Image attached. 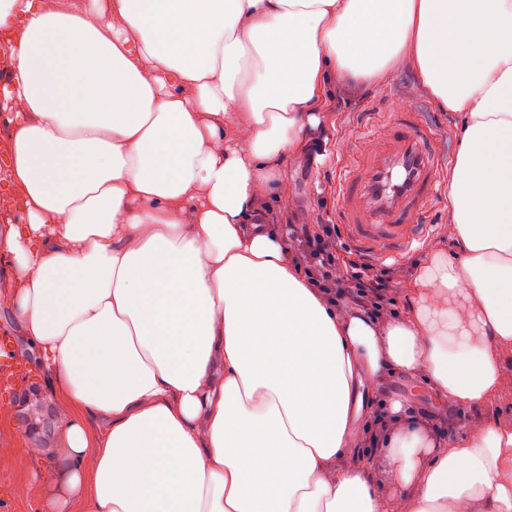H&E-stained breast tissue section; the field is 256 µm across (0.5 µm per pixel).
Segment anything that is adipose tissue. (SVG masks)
I'll use <instances>...</instances> for the list:
<instances>
[{
    "mask_svg": "<svg viewBox=\"0 0 512 512\" xmlns=\"http://www.w3.org/2000/svg\"><path fill=\"white\" fill-rule=\"evenodd\" d=\"M0 27L27 216L0 268L58 409L41 512H512L496 421L436 442L397 400L356 461L386 374L459 409L507 382L512 0H0ZM402 56L461 127L448 248L377 320L308 287L269 203L327 76Z\"/></svg>",
    "mask_w": 512,
    "mask_h": 512,
    "instance_id": "ef3b65f1",
    "label": "adipose tissue"
}]
</instances>
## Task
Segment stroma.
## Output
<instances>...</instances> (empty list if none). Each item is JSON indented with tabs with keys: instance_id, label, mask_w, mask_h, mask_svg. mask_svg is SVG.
Instances as JSON below:
<instances>
[{
	"instance_id": "obj_1",
	"label": "stroma",
	"mask_w": 512,
	"mask_h": 512,
	"mask_svg": "<svg viewBox=\"0 0 512 512\" xmlns=\"http://www.w3.org/2000/svg\"><path fill=\"white\" fill-rule=\"evenodd\" d=\"M394 82L372 79L352 84L330 79L318 116L321 125L302 145L292 162L284 163L278 173L280 190L287 195L290 207L275 212L279 224H332L336 221V166L348 163L359 154L374 148L396 113L407 109L421 112L432 125L443 149H456L458 118L440 110L420 83L410 59H400ZM382 115L373 137L359 133L363 113ZM8 282L0 281V333L15 342L19 359L28 373L15 386L0 387V406L8 408L0 416V512H40L43 490L33 481L30 471L20 467L17 453L33 440L45 447H56L54 416L48 408L44 389L46 374L36 366L30 343L12 323L8 311ZM375 395L383 402L408 398L419 412L432 414L436 430L434 439L461 436L467 426L482 418L512 423V378L500 393V409L460 411L439 409L429 389L413 390L411 381L400 374L386 375Z\"/></svg>"
}]
</instances>
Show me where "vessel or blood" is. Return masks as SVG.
<instances>
[{"instance_id":"1","label":"vessel or blood","mask_w":512,"mask_h":512,"mask_svg":"<svg viewBox=\"0 0 512 512\" xmlns=\"http://www.w3.org/2000/svg\"><path fill=\"white\" fill-rule=\"evenodd\" d=\"M443 168L432 130L411 112L373 151L338 166L339 221L366 261L396 258L428 235L430 209L448 189Z\"/></svg>"}]
</instances>
